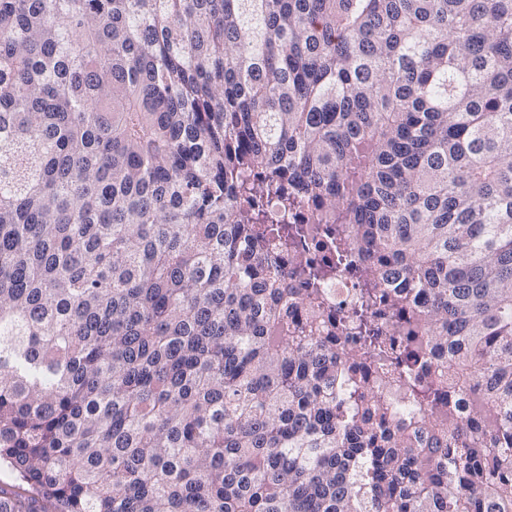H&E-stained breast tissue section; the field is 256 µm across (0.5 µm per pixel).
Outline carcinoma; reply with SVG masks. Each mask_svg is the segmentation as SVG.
I'll return each mask as SVG.
<instances>
[{
  "label": "carcinoma",
  "mask_w": 512,
  "mask_h": 512,
  "mask_svg": "<svg viewBox=\"0 0 512 512\" xmlns=\"http://www.w3.org/2000/svg\"><path fill=\"white\" fill-rule=\"evenodd\" d=\"M2 464L11 512H512V0H0Z\"/></svg>",
  "instance_id": "cac0c4a2"
}]
</instances>
